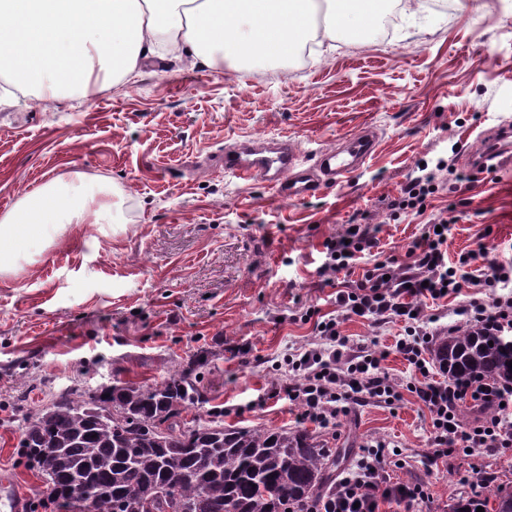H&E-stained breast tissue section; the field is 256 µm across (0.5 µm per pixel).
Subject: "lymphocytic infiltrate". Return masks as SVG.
Listing matches in <instances>:
<instances>
[{
	"mask_svg": "<svg viewBox=\"0 0 512 512\" xmlns=\"http://www.w3.org/2000/svg\"><path fill=\"white\" fill-rule=\"evenodd\" d=\"M441 187L434 172L408 182L395 199L393 216L422 214ZM447 218L433 217L406 262L387 259L367 270L355 286L338 290V314L324 319L319 345L287 359L288 375L281 388L289 402L299 406L303 418L321 427L335 425L339 413L351 405L370 401H398L412 393L430 419V462L459 449L481 453L512 447V388L487 379H437L426 358L433 331L423 313L424 298L441 299L469 289L456 313L461 326L478 325L506 336L512 334V263L488 257L485 250L448 261ZM378 242L362 227L324 241L321 274L350 271L356 254L372 251ZM358 316L374 321L401 322L403 329L395 350L412 367L409 381L391 378L381 367L386 354L370 345H350L339 324L341 318ZM478 414L461 416L462 404ZM387 439L375 438L355 470L337 481L325 503L312 512H379L382 503L396 502L405 512L427 501L422 483H401L392 477L393 463L386 458Z\"/></svg>",
	"mask_w": 512,
	"mask_h": 512,
	"instance_id": "lymphocytic-infiltrate-1",
	"label": "lymphocytic infiltrate"
}]
</instances>
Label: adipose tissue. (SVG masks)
<instances>
[{
    "label": "adipose tissue",
    "instance_id": "adipose-tissue-1",
    "mask_svg": "<svg viewBox=\"0 0 512 512\" xmlns=\"http://www.w3.org/2000/svg\"><path fill=\"white\" fill-rule=\"evenodd\" d=\"M381 0H0V77L38 97L119 84L168 49L203 66L365 28ZM107 187L56 178L0 213V277L72 224L116 222Z\"/></svg>",
    "mask_w": 512,
    "mask_h": 512
}]
</instances>
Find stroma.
Listing matches in <instances>:
<instances>
[{"instance_id":"stroma-1","label":"stroma","mask_w":512,"mask_h":512,"mask_svg":"<svg viewBox=\"0 0 512 512\" xmlns=\"http://www.w3.org/2000/svg\"><path fill=\"white\" fill-rule=\"evenodd\" d=\"M450 13H401L391 35L354 33L302 62L264 60L193 67L175 56L140 67L107 90L63 102H20L0 87V212L57 177H106L117 222L69 225L62 238L0 280V469L54 512L44 479L19 448L21 421L67 389L151 386L198 355L203 403L226 425L304 429L343 451L352 469L371 441L398 445V480L427 487L422 512H449L469 466L456 455L426 459L430 426L411 393L394 404L351 407L330 428L302 419L273 395L286 355L318 343L314 320L336 312V292L375 262L406 261L426 230L413 214L393 221L387 204L419 173L467 158L491 128L512 124V0H451ZM371 127L379 149L341 188L303 202L225 175L224 148L249 137H288L302 156ZM431 212L450 217L448 259L486 248L512 262V170L440 190ZM366 220L378 239L350 276L323 277V242ZM351 344L376 345L391 377L411 370L394 348L399 324L352 316ZM476 462L489 481L479 498L512 490V449Z\"/></svg>"}]
</instances>
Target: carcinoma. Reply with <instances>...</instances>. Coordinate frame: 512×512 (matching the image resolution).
Here are the masks:
<instances>
[{"mask_svg": "<svg viewBox=\"0 0 512 512\" xmlns=\"http://www.w3.org/2000/svg\"><path fill=\"white\" fill-rule=\"evenodd\" d=\"M430 354L451 377L479 376L512 385V338L477 326L436 339ZM171 371L152 386L112 385L88 402L76 390L25 417L19 447L24 463L54 485L51 498L73 512L66 490L83 491L91 512H145L163 494L157 512H292L322 501L333 488L336 455L305 429L239 428L220 421L200 425L190 444L155 430L173 405L198 407V369Z\"/></svg>", "mask_w": 512, "mask_h": 512, "instance_id": "cac0c4a2", "label": "carcinoma"}]
</instances>
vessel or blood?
Returning a JSON list of instances; mask_svg holds the SVG:
<instances>
[{
    "mask_svg": "<svg viewBox=\"0 0 512 512\" xmlns=\"http://www.w3.org/2000/svg\"><path fill=\"white\" fill-rule=\"evenodd\" d=\"M377 140L368 130L345 134L336 146L318 152L306 163L295 144L282 138H248L225 150V174L269 186L277 198L302 201L322 189L345 184L369 160ZM484 172L512 168V127L493 128L479 151L469 158ZM28 496L14 477L0 472V512H25Z\"/></svg>",
    "mask_w": 512,
    "mask_h": 512,
    "instance_id": "1",
    "label": "vessel or blood"
}]
</instances>
